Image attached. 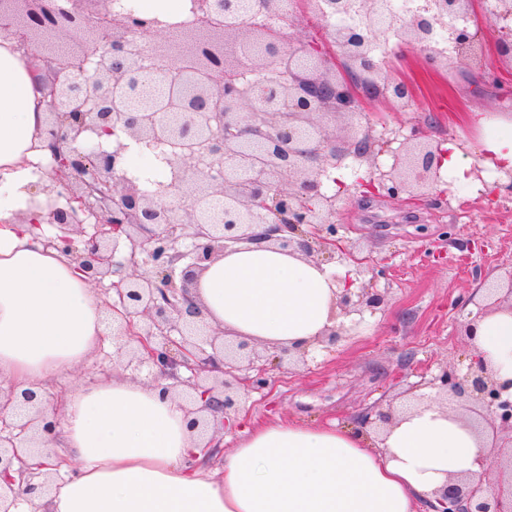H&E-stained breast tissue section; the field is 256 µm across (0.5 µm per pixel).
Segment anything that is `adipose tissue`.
<instances>
[{
    "mask_svg": "<svg viewBox=\"0 0 512 512\" xmlns=\"http://www.w3.org/2000/svg\"><path fill=\"white\" fill-rule=\"evenodd\" d=\"M37 62L0 33V380L14 394L82 364L112 329L94 289L45 247L46 104ZM485 168L512 169V115L473 109ZM333 268L271 242L229 251L199 277L203 320L274 348L314 350L339 323ZM476 355L512 397V313L473 321ZM176 393L112 381L69 392L65 465L10 512H419L450 480H478L491 445L467 415L426 398L383 433L333 422L253 421L215 472Z\"/></svg>",
    "mask_w": 512,
    "mask_h": 512,
    "instance_id": "adipose-tissue-1",
    "label": "adipose tissue"
}]
</instances>
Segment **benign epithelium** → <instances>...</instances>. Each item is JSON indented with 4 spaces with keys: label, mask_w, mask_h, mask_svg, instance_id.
<instances>
[{
    "label": "benign epithelium",
    "mask_w": 512,
    "mask_h": 512,
    "mask_svg": "<svg viewBox=\"0 0 512 512\" xmlns=\"http://www.w3.org/2000/svg\"><path fill=\"white\" fill-rule=\"evenodd\" d=\"M112 0H68L59 12L52 0H0V31L12 33L26 54L39 58L44 23L64 31L89 33L85 45L47 59L44 87L49 96L44 136L51 152L55 193L47 223L60 233L46 245L69 255L93 285L113 291L110 309L136 337L133 360L156 368L155 387L178 379L191 387L203 405L190 428L204 438L218 429L240 404L234 384L239 374L260 362L277 365L304 357L305 350L260 352L245 340L217 342L224 335L198 320V272L204 264L241 245L273 241L295 247L309 259L321 254L334 260L347 254L336 239V197L321 192L323 178L349 157L376 159L370 133L351 122L380 95L406 104L408 86L390 80L370 57L377 28L399 33L431 51L433 64L470 62L484 69L477 34L457 25L474 0H429L417 12L393 13L387 0H306L310 10L328 21L352 15L354 21L331 29L323 44L292 42V16L283 15L282 0H261L276 30L234 19L237 0H190L193 21L152 19L134 23L129 14H113ZM172 29L194 37L192 52L174 56L153 48L147 38ZM438 31L448 34L450 54L433 43ZM276 77L259 85L240 84V72H269ZM158 82L176 75L159 104L139 96L140 76ZM330 116L348 120L350 131L336 135L323 123ZM133 146H144L165 162L173 177L167 184H145L121 165ZM439 145L417 142L393 154L387 171L364 184L374 195L395 199L403 193L426 195L441 175ZM262 226L264 230L255 232ZM181 285H176L175 277ZM345 280L338 295L341 315L375 309L383 297ZM485 311H512V266L486 285ZM443 396L480 424L512 440V400L481 359L472 357L462 375L446 369L437 378ZM37 394H22L31 406L19 420L0 411V475L9 490L0 492V512L17 498L14 484H29L32 473L9 475L21 460L18 448L40 437L48 446L56 435L57 414L36 403ZM499 469L492 480L454 479L436 492L431 512H512V448L494 447Z\"/></svg>",
    "instance_id": "benign-epithelium-1"
}]
</instances>
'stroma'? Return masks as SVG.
<instances>
[{"label": "stroma", "instance_id": "1", "mask_svg": "<svg viewBox=\"0 0 512 512\" xmlns=\"http://www.w3.org/2000/svg\"><path fill=\"white\" fill-rule=\"evenodd\" d=\"M469 16L497 83H488L476 67L429 64L417 45L380 34L385 75L411 91L406 107L379 97L364 110L362 120L378 143L391 145L378 156L381 168H389L393 150L413 136L455 144L474 157L476 137L464 121L466 112L512 113V59L496 51L501 27L487 22L480 6ZM370 176L365 163L342 168L323 190L337 198L338 236L350 253L333 260L338 277L355 276L357 286L382 295L383 304L354 316L347 333L309 354L307 364L269 371L266 387L252 391L240 417L334 419L359 427L378 410L433 393L432 382L443 370L467 372L472 345L464 327L484 304L480 285L512 265V192L489 203L473 182L448 176L418 201L408 194L369 197L362 183ZM121 345L131 351L136 343L127 336L103 337L82 368L46 383L45 399L61 402L88 381L149 384L148 368L117 358Z\"/></svg>", "mask_w": 512, "mask_h": 512}]
</instances>
